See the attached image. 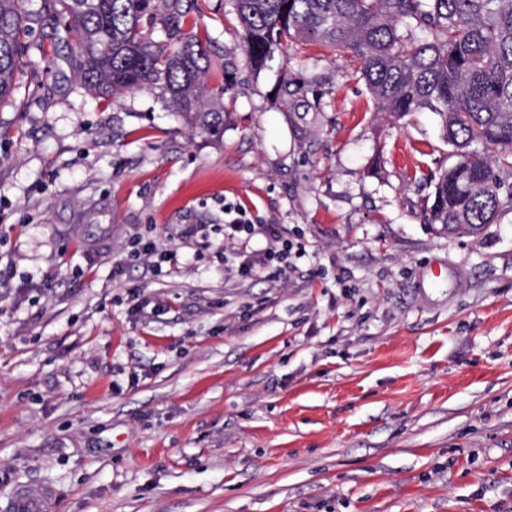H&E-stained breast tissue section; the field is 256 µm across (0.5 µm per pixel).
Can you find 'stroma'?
Instances as JSON below:
<instances>
[{"instance_id":"stroma-1","label":"stroma","mask_w":512,"mask_h":512,"mask_svg":"<svg viewBox=\"0 0 512 512\" xmlns=\"http://www.w3.org/2000/svg\"><path fill=\"white\" fill-rule=\"evenodd\" d=\"M224 135L159 88L83 87L68 50L0 109V495L55 512H512V206L424 222L456 161L346 60L253 71L232 0H191ZM303 248L242 274L225 202ZM173 251L165 274L131 240ZM4 512H53V491L42 485H22L7 498Z\"/></svg>"}]
</instances>
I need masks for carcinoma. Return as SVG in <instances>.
Returning a JSON list of instances; mask_svg holds the SVG:
<instances>
[{
    "label": "carcinoma",
    "mask_w": 512,
    "mask_h": 512,
    "mask_svg": "<svg viewBox=\"0 0 512 512\" xmlns=\"http://www.w3.org/2000/svg\"><path fill=\"white\" fill-rule=\"evenodd\" d=\"M188 0H41L77 81L107 97L158 86L191 132L224 135V109L205 100L207 45L184 32ZM252 69L286 42L347 60L379 109L397 120L431 112L458 160L426 210L445 234L477 235L512 203V0H233ZM25 0H0V106L25 76ZM161 29L167 42L152 38Z\"/></svg>",
    "instance_id": "cac0c4a2"
}]
</instances>
